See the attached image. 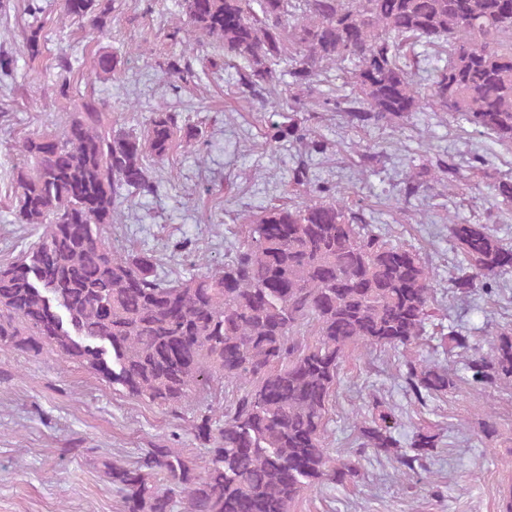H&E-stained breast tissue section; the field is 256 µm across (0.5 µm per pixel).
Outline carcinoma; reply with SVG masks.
I'll use <instances>...</instances> for the list:
<instances>
[{"instance_id": "cac0c4a2", "label": "carcinoma", "mask_w": 512, "mask_h": 512, "mask_svg": "<svg viewBox=\"0 0 512 512\" xmlns=\"http://www.w3.org/2000/svg\"><path fill=\"white\" fill-rule=\"evenodd\" d=\"M291 0H181L194 31L222 42L248 64L245 85L263 88L272 68L291 64L308 85L318 64L352 65L351 93L336 109L375 122L418 112L423 102L512 147V0H304L305 20L285 43L279 28ZM71 18L106 32L102 0H63ZM43 26L24 48L42 55ZM447 54L427 93L413 79L420 58ZM94 95L81 97L66 129L29 137L26 164L9 198L18 224L42 227L17 257L0 261V350L52 353L78 363L127 395L170 412L199 389L243 386L220 411L199 407L191 431L205 447L199 472L180 448L145 449L132 464L103 463L122 494L123 512H291L318 486L345 484L356 465L331 456L326 414L346 353L353 347L406 349L430 320L436 288L419 254L383 241L337 201L272 204L205 272L168 280L144 251L112 246L105 227L119 205L154 189L152 165L172 157L192 131L177 115L155 112L140 132L114 130ZM298 130L274 124L276 143ZM460 253L451 288L489 290L512 272V246L483 224H452ZM441 348L468 351L450 325ZM407 391L422 402L448 393L456 375L436 359L403 361ZM473 379L512 380V328L472 358ZM394 414L373 399L358 427L362 448L393 455L413 471L439 440L415 431L410 451Z\"/></svg>"}]
</instances>
